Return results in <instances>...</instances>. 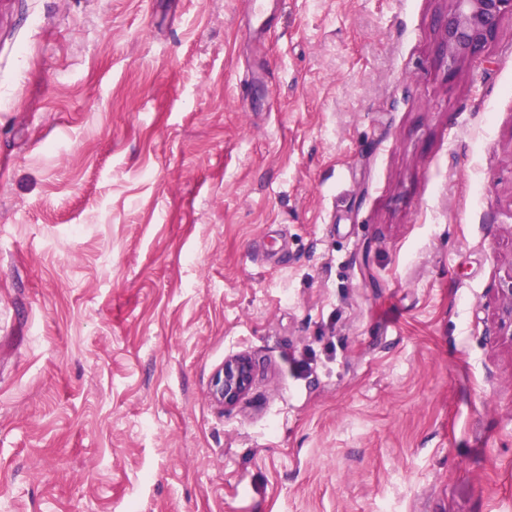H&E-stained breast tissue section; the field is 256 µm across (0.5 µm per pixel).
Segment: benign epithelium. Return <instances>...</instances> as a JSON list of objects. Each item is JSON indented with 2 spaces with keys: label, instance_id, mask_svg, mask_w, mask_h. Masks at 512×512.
I'll list each match as a JSON object with an SVG mask.
<instances>
[{
  "label": "benign epithelium",
  "instance_id": "1",
  "mask_svg": "<svg viewBox=\"0 0 512 512\" xmlns=\"http://www.w3.org/2000/svg\"><path fill=\"white\" fill-rule=\"evenodd\" d=\"M453 8L441 24L443 47L448 66L479 54L493 41L507 14L512 15V0H452ZM253 377L251 360L245 355L225 359L213 379L212 395L231 407L247 393Z\"/></svg>",
  "mask_w": 512,
  "mask_h": 512
}]
</instances>
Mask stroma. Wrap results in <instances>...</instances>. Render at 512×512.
<instances>
[{
  "mask_svg": "<svg viewBox=\"0 0 512 512\" xmlns=\"http://www.w3.org/2000/svg\"><path fill=\"white\" fill-rule=\"evenodd\" d=\"M451 8L0 0V512H512V17ZM452 10L441 24L448 66L479 54L493 41L506 14L512 16V0H451ZM253 377L251 360L245 355L225 359L213 379L212 395L216 401L231 407L238 404L247 393Z\"/></svg>",
  "mask_w": 512,
  "mask_h": 512,
  "instance_id": "35a3bbf8",
  "label": "stroma"
}]
</instances>
